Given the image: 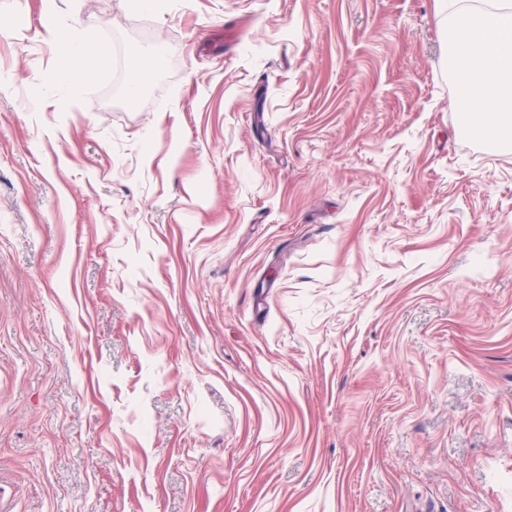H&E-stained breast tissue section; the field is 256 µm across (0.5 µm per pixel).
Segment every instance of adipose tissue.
Segmentation results:
<instances>
[{"mask_svg": "<svg viewBox=\"0 0 512 512\" xmlns=\"http://www.w3.org/2000/svg\"><path fill=\"white\" fill-rule=\"evenodd\" d=\"M490 2L483 8L466 0H440L439 9L446 14L444 39L454 78L469 95L459 134L511 147L512 0ZM42 26L61 57L81 63L78 70L48 74V83L91 80L103 54L94 32L61 24L57 0H43Z\"/></svg>", "mask_w": 512, "mask_h": 512, "instance_id": "1", "label": "adipose tissue"}]
</instances>
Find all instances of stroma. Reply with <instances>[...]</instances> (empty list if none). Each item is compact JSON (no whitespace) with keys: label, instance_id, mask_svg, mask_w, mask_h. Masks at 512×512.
Listing matches in <instances>:
<instances>
[{"label":"stroma","instance_id":"obj_1","mask_svg":"<svg viewBox=\"0 0 512 512\" xmlns=\"http://www.w3.org/2000/svg\"><path fill=\"white\" fill-rule=\"evenodd\" d=\"M57 3L92 81L0 0V512H512V148L437 0ZM74 24L62 25L56 0H43L42 26L48 38L63 58H77L81 67L75 71L50 73L49 84L72 83L91 80L97 71L103 48L90 29H79ZM81 31V32H79ZM158 62L152 57H142L133 70L127 86V95L130 100H135L140 92L142 77L146 72L153 70Z\"/></svg>","mask_w":512,"mask_h":512}]
</instances>
